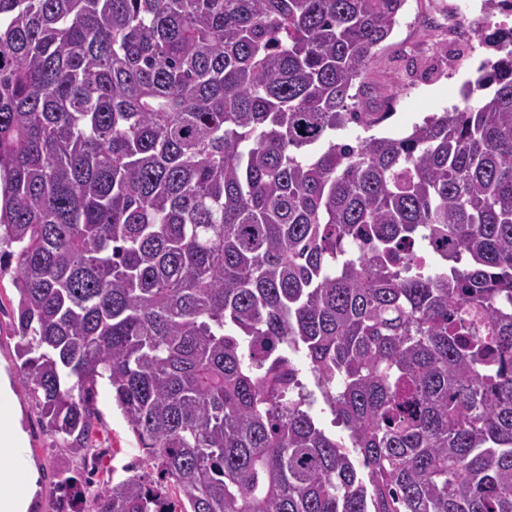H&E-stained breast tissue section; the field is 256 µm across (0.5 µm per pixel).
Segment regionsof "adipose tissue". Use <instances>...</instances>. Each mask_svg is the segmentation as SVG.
<instances>
[{"instance_id":"ef3b65f1","label":"adipose tissue","mask_w":512,"mask_h":512,"mask_svg":"<svg viewBox=\"0 0 512 512\" xmlns=\"http://www.w3.org/2000/svg\"><path fill=\"white\" fill-rule=\"evenodd\" d=\"M26 441L21 415L12 400V381L0 367V512H28L38 482L32 462L20 451Z\"/></svg>"}]
</instances>
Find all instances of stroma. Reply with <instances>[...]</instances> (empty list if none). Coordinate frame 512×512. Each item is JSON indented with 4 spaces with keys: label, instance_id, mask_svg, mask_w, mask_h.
<instances>
[{
    "label": "stroma",
    "instance_id": "35a3bbf8",
    "mask_svg": "<svg viewBox=\"0 0 512 512\" xmlns=\"http://www.w3.org/2000/svg\"><path fill=\"white\" fill-rule=\"evenodd\" d=\"M456 2L407 0L392 34L379 46L369 72L379 89L371 109L379 112L386 108L391 115L369 130L359 124H348L337 131V141L353 144L373 135L401 136L427 116L462 105L464 83L475 79L480 64L494 58L496 51L486 41L485 21L481 18L469 22L467 38L449 39L448 8ZM15 309V290L10 279L0 280V361L10 370L15 367ZM12 390L13 401L22 410L27 434L24 455L41 472L35 512H55L59 472L83 480L98 479L108 472L121 479L129 468L138 473L147 471L145 455L113 405L112 391L106 383L97 387L99 418L94 423L93 436L103 455L95 467L58 446L27 388L16 381Z\"/></svg>",
    "mask_w": 512,
    "mask_h": 512
}]
</instances>
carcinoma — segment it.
<instances>
[{"mask_svg":"<svg viewBox=\"0 0 512 512\" xmlns=\"http://www.w3.org/2000/svg\"><path fill=\"white\" fill-rule=\"evenodd\" d=\"M406 2L0 0L19 379L93 465L107 381L161 476L59 512H512V28L463 107L338 143ZM296 366L299 370V378L301 382L306 386L308 390H312L316 392L318 396V403H316L312 409V414L316 420V422L326 430V432L336 435V438H345L347 432L342 428V426L334 425L333 415L330 413L329 409L324 405L321 398L319 397L317 388L315 386V381L313 374L310 371V367L306 358L301 354L296 357ZM323 409V410H322Z\"/></svg>","mask_w":512,"mask_h":512,"instance_id":"obj_1","label":"carcinoma"}]
</instances>
